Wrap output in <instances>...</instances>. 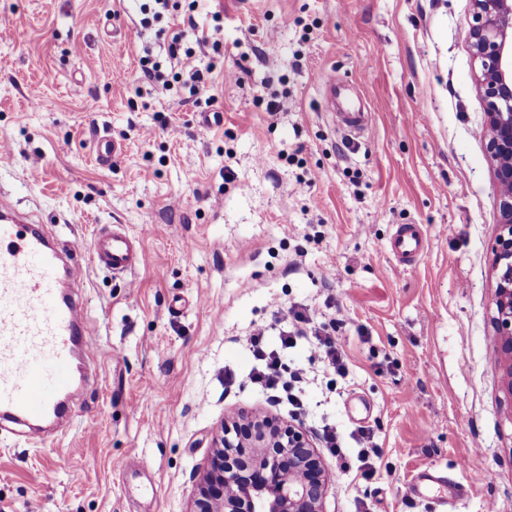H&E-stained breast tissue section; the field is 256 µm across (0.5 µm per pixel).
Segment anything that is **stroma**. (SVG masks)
<instances>
[{
    "label": "stroma",
    "mask_w": 512,
    "mask_h": 512,
    "mask_svg": "<svg viewBox=\"0 0 512 512\" xmlns=\"http://www.w3.org/2000/svg\"><path fill=\"white\" fill-rule=\"evenodd\" d=\"M143 2L0 0V197L75 249L96 353L70 428L39 447L0 434V512H192L241 408L314 439L335 427L352 467L321 448L326 512H512L471 0H181L136 40ZM192 20L223 29L196 49L214 81L194 97L139 64L148 47L173 72ZM331 79L370 113L363 137L327 112ZM100 134L120 146L108 166ZM403 224L426 240L409 268L391 249ZM116 225L148 256L134 272L91 260ZM293 305L336 321L346 366L317 372L297 413L250 380L252 330ZM425 471L442 483L411 495ZM373 432L370 428L362 426L359 427L355 434V440L358 443L360 450L358 454L359 462L361 465L358 466V469L362 471V475L367 477L373 472L372 464L368 463L369 460V451L368 448L372 449V452L377 455V449L373 445ZM367 448V449H365Z\"/></svg>",
    "instance_id": "stroma-1"
}]
</instances>
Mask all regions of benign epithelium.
Here are the masks:
<instances>
[{"mask_svg":"<svg viewBox=\"0 0 512 512\" xmlns=\"http://www.w3.org/2000/svg\"><path fill=\"white\" fill-rule=\"evenodd\" d=\"M467 41L480 72L500 213L490 245L492 319L512 406V0H474ZM327 492L322 461L301 424L240 409L224 420L193 512H324Z\"/></svg>","mask_w":512,"mask_h":512,"instance_id":"7a95c632","label":"benign epithelium"}]
</instances>
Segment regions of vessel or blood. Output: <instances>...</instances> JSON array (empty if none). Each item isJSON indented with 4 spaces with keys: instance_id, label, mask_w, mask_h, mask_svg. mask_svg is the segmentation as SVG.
<instances>
[{
    "instance_id": "1",
    "label": "vessel or blood",
    "mask_w": 512,
    "mask_h": 512,
    "mask_svg": "<svg viewBox=\"0 0 512 512\" xmlns=\"http://www.w3.org/2000/svg\"><path fill=\"white\" fill-rule=\"evenodd\" d=\"M336 125L348 135L368 128V115L347 108ZM391 248L414 264L425 251L415 225L397 230ZM96 260L115 273L145 262L143 249L115 231L97 241ZM81 263L35 232L25 215L0 211V423L27 443H41L47 427L69 417L70 402L87 380L93 357L90 326L80 301Z\"/></svg>"
}]
</instances>
